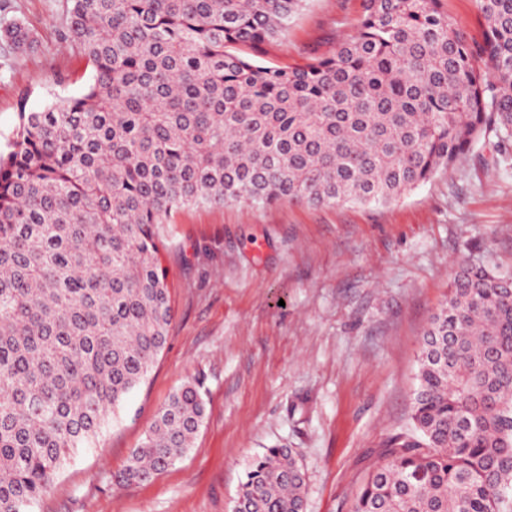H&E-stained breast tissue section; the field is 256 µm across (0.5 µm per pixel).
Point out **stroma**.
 Here are the masks:
<instances>
[{
  "label": "stroma",
  "instance_id": "35a3bbf8",
  "mask_svg": "<svg viewBox=\"0 0 512 512\" xmlns=\"http://www.w3.org/2000/svg\"><path fill=\"white\" fill-rule=\"evenodd\" d=\"M65 6L9 0L0 12V24L39 35L35 49L0 64V152L20 96L39 110L79 95L91 77L59 45ZM361 13L362 0H305L258 60L303 65L354 36ZM161 234L167 344L33 512H232L247 464L270 447L303 465L304 512H350L409 423L423 330L457 260L512 271V162L493 164L481 143L390 205L193 207ZM192 379L207 403L192 448L151 481L117 483L156 410Z\"/></svg>",
  "mask_w": 512,
  "mask_h": 512
}]
</instances>
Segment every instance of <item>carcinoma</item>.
<instances>
[{
    "mask_svg": "<svg viewBox=\"0 0 512 512\" xmlns=\"http://www.w3.org/2000/svg\"><path fill=\"white\" fill-rule=\"evenodd\" d=\"M304 0H67L59 43L82 94L20 99L0 152V512H31L167 343L160 225L182 209L282 200L390 204L492 141L512 159V0H479L483 39L442 0H363L357 34L298 67L240 53ZM36 43L0 26L10 52ZM199 384L157 410L119 483L192 447ZM287 448L249 463L235 508L302 512ZM352 512H512V273L463 257L419 356L410 424Z\"/></svg>",
    "mask_w": 512,
    "mask_h": 512,
    "instance_id": "1",
    "label": "carcinoma"
}]
</instances>
